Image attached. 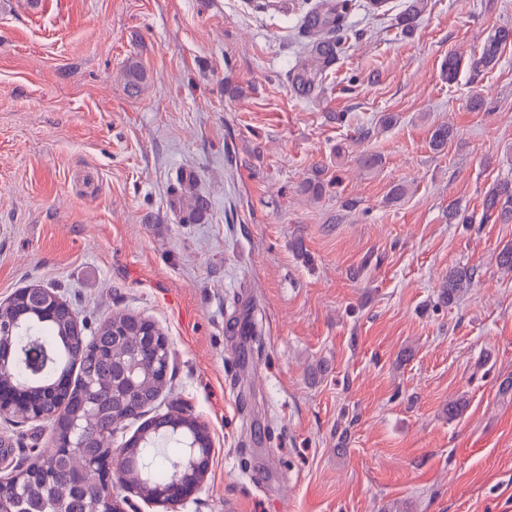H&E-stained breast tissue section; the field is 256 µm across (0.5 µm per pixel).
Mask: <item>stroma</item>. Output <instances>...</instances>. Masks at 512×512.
Instances as JSON below:
<instances>
[{
	"label": "stroma",
	"mask_w": 512,
	"mask_h": 512,
	"mask_svg": "<svg viewBox=\"0 0 512 512\" xmlns=\"http://www.w3.org/2000/svg\"><path fill=\"white\" fill-rule=\"evenodd\" d=\"M368 2L307 97V0H0V303L42 284L87 328L159 325L153 411L213 441L181 512H512V219L483 214L512 182V43L441 71L512 0H423L410 33L406 0ZM188 169L198 218L171 203ZM50 445L0 417L1 460Z\"/></svg>",
	"instance_id": "35a3bbf8"
}]
</instances>
